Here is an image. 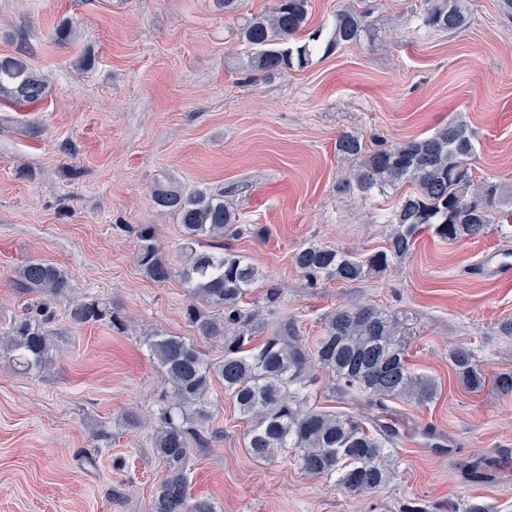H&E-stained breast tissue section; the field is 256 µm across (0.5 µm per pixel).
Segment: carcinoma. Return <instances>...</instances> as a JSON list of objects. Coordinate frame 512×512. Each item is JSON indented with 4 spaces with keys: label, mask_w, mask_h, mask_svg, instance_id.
Listing matches in <instances>:
<instances>
[{
    "label": "carcinoma",
    "mask_w": 512,
    "mask_h": 512,
    "mask_svg": "<svg viewBox=\"0 0 512 512\" xmlns=\"http://www.w3.org/2000/svg\"><path fill=\"white\" fill-rule=\"evenodd\" d=\"M310 0H275L269 15L251 19L242 31L248 45V66L258 74L303 68L319 48L321 33L301 45L291 39L310 19ZM418 27L450 34L470 21L469 0H424ZM369 24L354 8L336 11L325 50L361 43ZM45 81L22 55L0 56V98L16 104L41 100ZM475 145L466 124L451 119L425 137L402 139L368 149L356 132L336 139L337 156L356 161L339 185L344 193L385 195L404 184L387 217L391 232L386 247L356 257L309 242L299 246L293 262L311 287L328 281L355 283L406 258L424 229L438 239L456 242L479 236L490 224L512 223V187L480 179L474 170ZM155 207L177 215L183 228L182 250L187 262L175 268L156 245L155 229L140 228L137 263L155 282L177 277L190 289L189 321L206 339L224 342V359L211 365L194 344L178 336L155 335L147 340L153 359L164 373L170 401L159 412L161 427L154 437L158 458L166 467L153 496L150 512H216L205 497H193L184 475L190 441L207 436L190 425L206 415V396L217 377L248 424V448L261 458L288 448L298 451L300 468L325 476L346 492L360 496L390 479L387 446L396 444L399 430L363 413L326 410L309 404L308 373L315 368L334 380L332 393L341 400L388 410L391 400L428 404L438 394L436 381L416 372L407 359L408 318L372 306L338 307L323 319L313 346L303 343L292 318L279 315L281 288L244 256L197 250L202 239L238 234L240 218L224 204V194L186 191L172 182L158 185ZM14 282L27 293L69 296L73 280L60 266L28 259L14 270ZM265 283L263 300L269 319L247 306V298ZM77 323L115 322L111 308L97 299L74 303L69 311ZM45 308L16 318L0 333V349L28 374L48 366L54 344L45 329ZM457 381L479 393L486 376L474 353L464 347L449 353Z\"/></svg>",
    "instance_id": "carcinoma-1"
}]
</instances>
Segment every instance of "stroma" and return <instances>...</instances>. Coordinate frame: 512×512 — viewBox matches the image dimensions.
<instances>
[{
    "label": "stroma",
    "instance_id": "obj_1",
    "mask_svg": "<svg viewBox=\"0 0 512 512\" xmlns=\"http://www.w3.org/2000/svg\"><path fill=\"white\" fill-rule=\"evenodd\" d=\"M273 3L240 0L227 13L215 0H0V55H25L48 87L35 103L0 100V330L37 301L12 281L30 258L66 269L76 296L121 319L79 324L70 299L50 296L49 368L32 376L0 359V512H149L165 474L152 448L165 385L144 341L179 336L211 362L224 357L223 342L189 322L180 281L153 282L137 263L145 225L169 262L184 261L181 225L151 200L167 177L223 192L247 226L225 248L281 285L280 309L304 340L338 307L407 313V359L439 386L425 406L390 402L409 434L390 450V481L353 497L303 472L295 450L255 458L245 419L212 381L211 439L191 445L186 465L192 495L217 512H452L476 497L512 512V396L468 392L448 360L468 347L487 376L512 370L501 329L512 278L490 269L512 263V232L492 224L452 244L425 232L407 258L350 284L309 287L292 262L307 242L359 255L386 244L399 194L340 193L351 167L336 155L342 132L372 148L456 116L477 176L512 183V17L497 0H470L468 27L448 34L418 29L421 0H354L372 38L257 76L239 32ZM66 21L72 34L57 38Z\"/></svg>",
    "mask_w": 512,
    "mask_h": 512
}]
</instances>
